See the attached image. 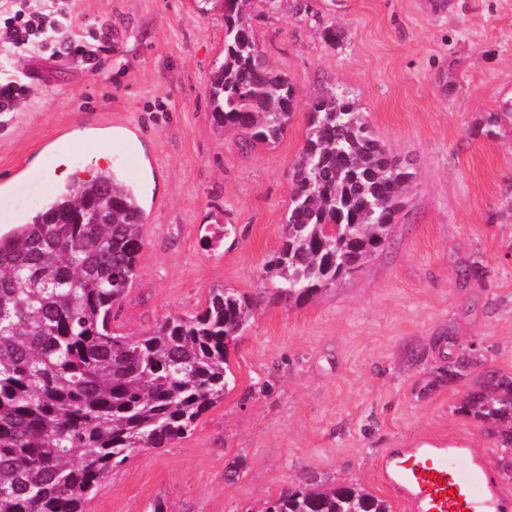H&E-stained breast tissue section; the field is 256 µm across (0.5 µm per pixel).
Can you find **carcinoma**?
I'll return each mask as SVG.
<instances>
[{
  "mask_svg": "<svg viewBox=\"0 0 512 512\" xmlns=\"http://www.w3.org/2000/svg\"><path fill=\"white\" fill-rule=\"evenodd\" d=\"M252 3L224 0V60L208 85L216 131L247 147L276 144L296 99L256 41ZM413 177L347 92L322 88L292 166L284 243L268 262L279 292L308 300L360 267L385 245ZM93 214L102 223H88ZM142 221L133 187L107 167L0 235V512H85L115 466L183 438L224 398L227 347L251 318L237 293L215 288L204 310L140 336L113 327L138 276ZM439 378L469 385L458 411L495 440L512 478V374L464 350ZM267 512L391 510L357 485L307 478Z\"/></svg>",
  "mask_w": 512,
  "mask_h": 512,
  "instance_id": "cac0c4a2",
  "label": "carcinoma"
}]
</instances>
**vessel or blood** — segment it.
Returning a JSON list of instances; mask_svg holds the SVG:
<instances>
[{"mask_svg":"<svg viewBox=\"0 0 512 512\" xmlns=\"http://www.w3.org/2000/svg\"><path fill=\"white\" fill-rule=\"evenodd\" d=\"M377 471L407 512H512L489 455L458 441L387 449Z\"/></svg>","mask_w":512,"mask_h":512,"instance_id":"vessel-or-blood-1","label":"vessel or blood"}]
</instances>
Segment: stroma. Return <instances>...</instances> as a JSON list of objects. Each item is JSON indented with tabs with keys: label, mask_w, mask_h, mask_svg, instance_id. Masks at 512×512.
I'll return each mask as SVG.
<instances>
[{
	"label": "stroma",
	"mask_w": 512,
	"mask_h": 512,
	"mask_svg": "<svg viewBox=\"0 0 512 512\" xmlns=\"http://www.w3.org/2000/svg\"><path fill=\"white\" fill-rule=\"evenodd\" d=\"M296 2L252 20L298 91L272 146L245 151L236 132L213 127L207 81L224 56L223 0H63L76 34L107 33L104 65L33 54L0 64L36 85L0 114V226L53 194L52 169H98L74 138L139 142L116 163L145 205L138 277L116 329L137 335L193 314L213 288L246 296L254 312L229 347L223 400L184 439L114 467L88 512H147L157 499L168 512H263L309 476L357 484L404 512L376 474L384 449L457 438L500 455L459 413L464 384L436 376L452 336L512 373V221L501 216L512 194V0H308V16ZM329 84L350 91L414 178L387 244L298 302L263 267L282 244L309 104ZM494 113L493 135H479ZM27 186L35 202H18ZM474 260L485 276L460 278Z\"/></svg>",
	"instance_id": "1"
}]
</instances>
